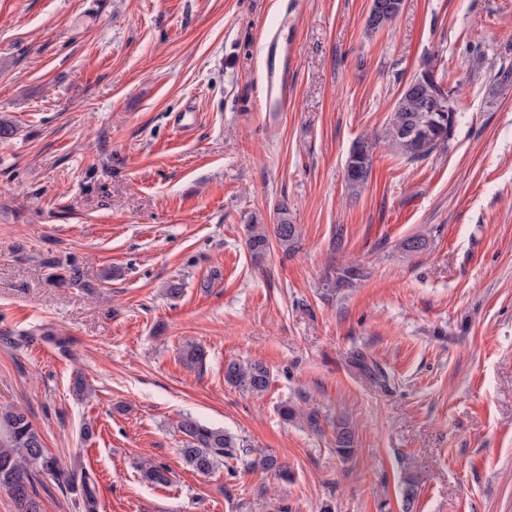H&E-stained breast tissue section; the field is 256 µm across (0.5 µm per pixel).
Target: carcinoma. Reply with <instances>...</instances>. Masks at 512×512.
I'll return each instance as SVG.
<instances>
[{"mask_svg": "<svg viewBox=\"0 0 512 512\" xmlns=\"http://www.w3.org/2000/svg\"><path fill=\"white\" fill-rule=\"evenodd\" d=\"M423 71L430 80L413 93L400 96L382 132L364 135L352 145L344 168V181L351 193L359 192L367 182L374 149L379 143L410 162L448 151V126H457L462 108L458 100L452 97V91L445 87L446 73L437 71L432 59L424 63ZM427 101L444 105L449 103L452 111H426L422 106ZM276 213V224L270 230L263 224L247 225L246 245L252 254H265L273 242L286 254L300 249L302 231L299 225L288 220L287 206L277 208ZM426 247L427 238L420 234L406 237L399 245L408 254L421 253ZM367 277V268L359 264L336 267L327 275L325 288L329 295L335 296ZM181 361L185 367L195 369L203 365L205 352L198 344L186 342L181 347ZM353 364L371 383L387 388L388 377L370 363L364 353H354ZM224 380L243 392L258 395L269 388L271 373L261 361L231 360L224 365ZM280 415L286 421H301L313 433H320L324 429L321 415L316 410L302 411L296 405L286 403L281 406ZM179 429L186 437L183 447L178 449L180 458L199 474H210L221 466L232 472L234 467L231 461L236 459L252 470L271 473L283 481L290 478L288 466L280 462L276 455L253 448L222 428L187 416L180 422ZM0 430L6 433V440H0V487L8 491L15 512H43L42 502L35 491L39 473L51 476L62 488L73 493L80 492L86 512H95L94 477L83 470L66 469L56 457L50 455L41 434L24 410L18 407L1 409ZM334 444L340 458L348 460L354 454L356 433L349 419L341 417L334 422ZM141 475L151 484L164 485L169 481L167 467L150 462L141 466ZM401 495L404 512H411L418 496L415 479L410 476L404 478Z\"/></svg>", "mask_w": 512, "mask_h": 512, "instance_id": "cac0c4a2", "label": "carcinoma"}]
</instances>
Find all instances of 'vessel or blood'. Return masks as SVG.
Masks as SVG:
<instances>
[{
	"instance_id": "1",
	"label": "vessel or blood",
	"mask_w": 512,
	"mask_h": 512,
	"mask_svg": "<svg viewBox=\"0 0 512 512\" xmlns=\"http://www.w3.org/2000/svg\"><path fill=\"white\" fill-rule=\"evenodd\" d=\"M292 57V46L281 31L272 32L263 47V67L258 78L261 111L285 112L293 107Z\"/></svg>"
}]
</instances>
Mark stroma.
Instances as JSON below:
<instances>
[{
  "instance_id": "obj_1",
  "label": "stroma",
  "mask_w": 512,
  "mask_h": 512,
  "mask_svg": "<svg viewBox=\"0 0 512 512\" xmlns=\"http://www.w3.org/2000/svg\"><path fill=\"white\" fill-rule=\"evenodd\" d=\"M0 0V407L95 478L96 512H512V0ZM294 47L296 100L257 104L267 29ZM433 59L466 110L445 154L374 151L343 176ZM287 202L299 251L256 257L246 226ZM344 245L332 250L336 230ZM428 239L405 255L399 242ZM369 275L325 298L330 269ZM79 282L61 281L70 266ZM181 292L170 297V285ZM199 343L203 367L180 358ZM363 352L380 390L350 363ZM230 359L272 380L248 394ZM88 393L76 397L75 378ZM350 417L337 456L278 412ZM193 416L293 475L193 471ZM169 481L145 482L142 463ZM224 380L243 392L258 395L269 388L271 373L262 361L231 360L224 365ZM334 425V444L337 456L347 460L355 452L356 433L352 422L345 417L336 419Z\"/></svg>"
}]
</instances>
